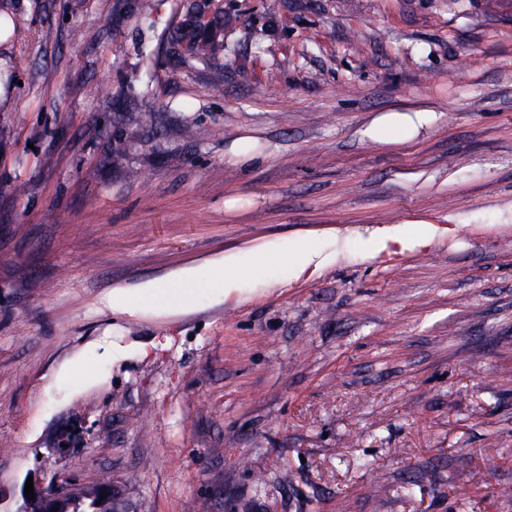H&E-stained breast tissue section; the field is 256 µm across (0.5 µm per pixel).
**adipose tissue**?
Returning <instances> with one entry per match:
<instances>
[{"label":"adipose tissue","mask_w":512,"mask_h":512,"mask_svg":"<svg viewBox=\"0 0 512 512\" xmlns=\"http://www.w3.org/2000/svg\"><path fill=\"white\" fill-rule=\"evenodd\" d=\"M264 266L259 255L241 258L232 266H216L210 269L206 279H199L189 272L148 283L145 287L131 290L114 288L103 293L98 307L103 311L139 316L152 310H181L188 308L195 294L209 290L224 302L238 300L244 280L262 276Z\"/></svg>","instance_id":"ef3b65f1"}]
</instances>
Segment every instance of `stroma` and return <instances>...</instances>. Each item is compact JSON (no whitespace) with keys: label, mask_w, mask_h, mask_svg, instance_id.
Masks as SVG:
<instances>
[{"label":"stroma","mask_w":512,"mask_h":512,"mask_svg":"<svg viewBox=\"0 0 512 512\" xmlns=\"http://www.w3.org/2000/svg\"><path fill=\"white\" fill-rule=\"evenodd\" d=\"M7 2L27 25L0 40V512L28 477L104 471L130 512H512V0H197L224 13L205 62L167 41L184 0ZM421 221L429 247L372 256ZM303 236L330 257L312 275ZM251 250L269 263L240 303L97 306ZM110 332L126 358L93 349ZM292 261L299 273L308 270L313 273L323 266L325 258L313 245L302 240L294 245Z\"/></svg>","instance_id":"obj_1"}]
</instances>
